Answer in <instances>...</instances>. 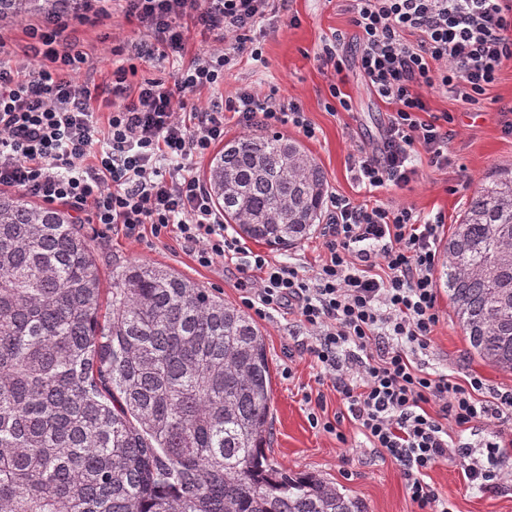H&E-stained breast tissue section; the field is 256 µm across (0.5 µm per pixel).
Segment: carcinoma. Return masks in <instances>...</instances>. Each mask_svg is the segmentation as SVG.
Returning a JSON list of instances; mask_svg holds the SVG:
<instances>
[{"label": "carcinoma", "instance_id": "carcinoma-1", "mask_svg": "<svg viewBox=\"0 0 512 512\" xmlns=\"http://www.w3.org/2000/svg\"><path fill=\"white\" fill-rule=\"evenodd\" d=\"M70 0H0V24ZM206 182L227 224L269 247L323 221L327 176L296 140L224 142ZM470 350L512 372V165L443 245ZM264 336L195 282L131 262L102 287L71 214L0 193V512H367L267 454Z\"/></svg>", "mask_w": 512, "mask_h": 512}]
</instances>
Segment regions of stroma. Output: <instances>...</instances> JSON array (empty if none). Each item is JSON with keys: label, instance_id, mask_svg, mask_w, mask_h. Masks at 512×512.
Here are the masks:
<instances>
[{"label": "stroma", "instance_id": "stroma-1", "mask_svg": "<svg viewBox=\"0 0 512 512\" xmlns=\"http://www.w3.org/2000/svg\"><path fill=\"white\" fill-rule=\"evenodd\" d=\"M348 17L337 10L334 0H291L288 10L276 13L263 40L264 63L248 57L237 58L224 72L223 85L203 91V98L227 97L248 87L275 93L277 99L300 101L307 118L319 130L317 139H304L294 126L284 127V135L303 140L305 147L323 167L330 194L355 196L350 172V156L361 142L375 140L389 107L367 89L356 64V46L343 51L345 85L351 111H329V85L338 75L322 68L316 55L325 41L338 30L350 31ZM79 48L94 65L96 82L109 80L113 46L136 38V27L122 16L105 17L96 26L78 27ZM433 112H448L455 119L457 137L449 151L454 163L445 170L420 167L415 179L403 188L378 191L377 197L389 205L412 204L424 213L444 212L446 222L440 240H447L472 194L498 166L512 164V138L503 134L498 107L512 104V61L502 68L500 79L491 89L480 110H462L443 94H431ZM93 241L104 287H111L112 275L133 261H144L174 270L200 287L223 297L225 303L240 305V286L250 276L235 262L198 265L173 238L146 237L129 241L122 235L96 224L83 225ZM440 322L429 351L418 361L428 371L452 374L465 380L481 375L491 389L512 387V372L499 370L473 355L445 288L437 290ZM266 341L272 377V430L270 454L279 465L292 472H315L361 498L369 512H413L401 471L383 449L372 447L361 435L347 407L331 382H319L320 369L306 353L295 351L305 332L294 317L280 314L259 320ZM319 427H312L311 417ZM334 421L338 434L323 430ZM429 483L447 500L451 512H512V480L498 487L481 489L467 484L458 459L436 465Z\"/></svg>", "mask_w": 512, "mask_h": 512}]
</instances>
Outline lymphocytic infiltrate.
Instances as JSON below:
<instances>
[{"label": "lymphocytic infiltrate", "mask_w": 512, "mask_h": 512, "mask_svg": "<svg viewBox=\"0 0 512 512\" xmlns=\"http://www.w3.org/2000/svg\"><path fill=\"white\" fill-rule=\"evenodd\" d=\"M359 47L358 68L389 110L378 141L357 146L359 202L330 197L324 258L314 270L252 254L242 302L258 317L294 316L309 339L301 345L337 392L361 433L401 468L419 512H448L425 475L448 457L464 461L468 482L489 488L512 447V388L487 391L480 376L458 383L415 360L439 323L435 273L443 212L387 205L375 191L410 182L417 163L452 164L451 113L433 114L427 92L468 108L483 101L512 60V0H340ZM143 39L112 49V79L79 78L89 62L77 48L78 26L105 14L101 0L30 25L25 45L0 39V185L71 209L138 241L171 236L200 266L235 258L208 189L192 174L224 138V124L251 129L291 125L309 139L317 129L296 100L249 88L201 102L224 81L240 54L263 59L256 36L270 0H118ZM210 40L189 48L190 26ZM149 57L169 80L138 74ZM112 102L101 114V102ZM486 422L485 459L473 458L454 429Z\"/></svg>", "instance_id": "obj_1"}]
</instances>
